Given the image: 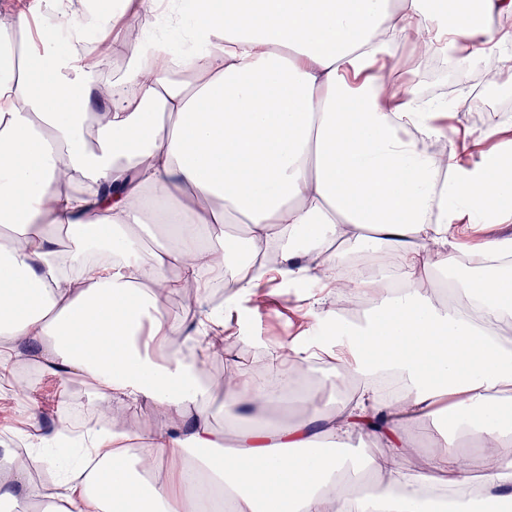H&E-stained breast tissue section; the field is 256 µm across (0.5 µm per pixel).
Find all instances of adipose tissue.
Listing matches in <instances>:
<instances>
[{
  "mask_svg": "<svg viewBox=\"0 0 512 512\" xmlns=\"http://www.w3.org/2000/svg\"><path fill=\"white\" fill-rule=\"evenodd\" d=\"M512 0H8L0 8V386L34 361L84 382L106 431L87 436L94 468L0 448L11 512H512V239L459 259L461 224L512 219V115L477 136L478 161L433 153L448 105L391 80L386 61L488 50L512 69ZM128 53L103 71L115 43ZM164 229L142 246L146 219ZM244 225L243 234L226 232ZM274 249L239 277L225 307L271 277L318 284L308 335L264 347L277 375L334 362L337 404L297 397L305 416L262 411L261 370L205 379L175 337L223 356L224 313L195 328L169 295H204L211 273ZM354 249L367 277L336 272ZM360 311L357 321L346 313ZM394 378L397 397L375 391ZM248 425L225 451L208 401ZM149 402L160 425L128 407ZM452 417L456 434H427ZM383 453L354 460V433ZM334 450L322 448V440ZM143 441L139 453L130 444ZM423 465L410 457L420 442ZM481 478V498L438 489ZM150 482H143V475Z\"/></svg>",
  "mask_w": 512,
  "mask_h": 512,
  "instance_id": "obj_1",
  "label": "adipose tissue"
}]
</instances>
